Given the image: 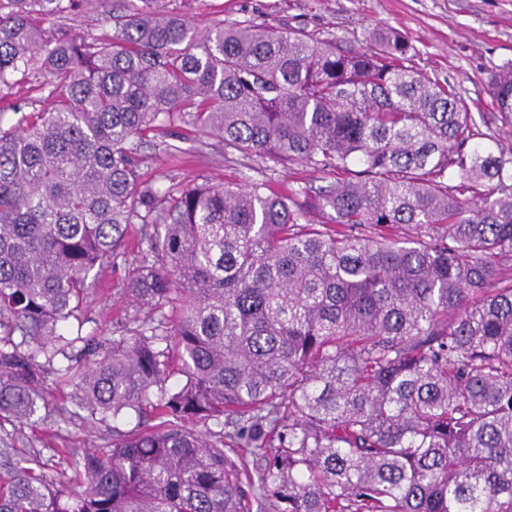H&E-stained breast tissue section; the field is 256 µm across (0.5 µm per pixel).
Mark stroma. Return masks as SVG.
<instances>
[{
    "instance_id": "stroma-1",
    "label": "stroma",
    "mask_w": 512,
    "mask_h": 512,
    "mask_svg": "<svg viewBox=\"0 0 512 512\" xmlns=\"http://www.w3.org/2000/svg\"><path fill=\"white\" fill-rule=\"evenodd\" d=\"M198 28L212 20L254 21L278 31L302 29L344 46L369 45L374 29L405 33L415 49L414 67L429 78L454 86L474 114L483 115L491 133L484 144L491 152L512 150V125L504 123L488 92L498 70L512 63V0H171ZM135 156L149 183L166 173L174 184H190L204 174L216 183L245 184L265 177L281 193L311 192L321 185L312 169L274 165L272 161L226 155L191 127H161L139 140ZM124 264L107 270L96 283L84 333L125 335L133 315L147 308L130 305L125 294ZM103 428L86 423L39 422L25 427L16 445L40 451L49 463L48 479L61 481L69 460L66 448H103Z\"/></svg>"
}]
</instances>
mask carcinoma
<instances>
[{"label":"carcinoma","instance_id":"cac0c4a2","mask_svg":"<svg viewBox=\"0 0 512 512\" xmlns=\"http://www.w3.org/2000/svg\"><path fill=\"white\" fill-rule=\"evenodd\" d=\"M156 2L89 38L60 24L87 0H0V98L49 76L0 112V512H512V150L396 29L347 50ZM489 92L512 124V66ZM159 125L332 181L155 188ZM136 220L152 315L84 336ZM48 380L136 420L56 486L14 438ZM35 77L38 78V80H35ZM35 77H31L30 81L31 84L23 85V87L16 88L13 90V94L10 97L4 98L0 101V109L1 107L6 109L7 114L9 115L11 113V110L8 108L9 106L12 107L14 105H25L27 106L28 100L30 98L35 97H44L47 95V92L40 93V91H34L33 89L35 86L38 85L37 81H43V78L41 75H39L37 72L35 73Z\"/></svg>","mask_w":512,"mask_h":512}]
</instances>
